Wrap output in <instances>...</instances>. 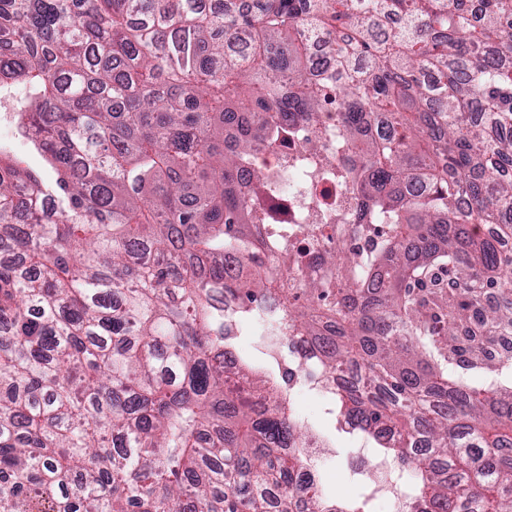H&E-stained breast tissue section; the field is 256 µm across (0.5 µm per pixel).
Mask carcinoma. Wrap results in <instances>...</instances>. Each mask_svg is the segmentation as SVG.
<instances>
[{
  "instance_id": "1",
  "label": "carcinoma",
  "mask_w": 512,
  "mask_h": 512,
  "mask_svg": "<svg viewBox=\"0 0 512 512\" xmlns=\"http://www.w3.org/2000/svg\"><path fill=\"white\" fill-rule=\"evenodd\" d=\"M504 18L0 0V94L24 85L14 120L55 172L0 149V512H365L301 455L288 369L224 364L259 320L410 481L401 512H512V363L448 358L512 334ZM328 88L353 203L290 268L247 186Z\"/></svg>"
}]
</instances>
